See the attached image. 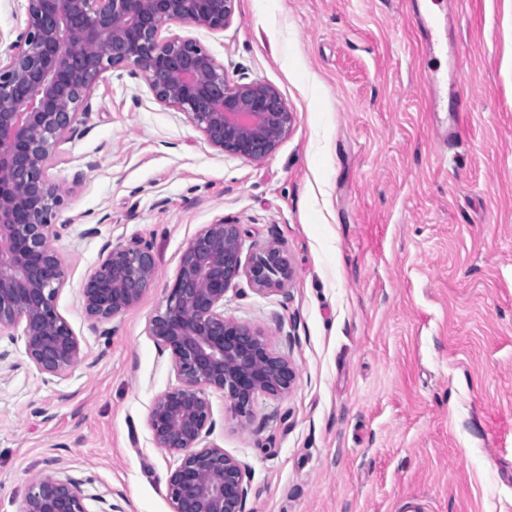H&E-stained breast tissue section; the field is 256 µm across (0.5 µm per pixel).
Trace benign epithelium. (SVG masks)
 Masks as SVG:
<instances>
[{"label": "benign epithelium", "mask_w": 512, "mask_h": 512, "mask_svg": "<svg viewBox=\"0 0 512 512\" xmlns=\"http://www.w3.org/2000/svg\"><path fill=\"white\" fill-rule=\"evenodd\" d=\"M236 0H27L25 25L0 58V334L22 342L47 382L65 377L86 353L56 300L68 269L52 241L66 191L48 171L60 146L109 70L143 76L156 100L187 117L214 148L250 160L275 151L293 113L262 82L232 83L194 39L162 36L172 25L222 31ZM241 225L220 220L186 245L165 303L148 334L168 353L177 385L153 402L147 424L156 447L178 458L167 479L172 512H245L246 471L209 441L215 430L208 391L233 415H250L256 396H281L297 372L264 335L224 317V297L242 278L259 292L280 290L293 274L277 243L242 262ZM155 281L152 245L105 247L81 293L92 330L108 335ZM84 480L54 459L30 476L21 512H91Z\"/></svg>", "instance_id": "1"}]
</instances>
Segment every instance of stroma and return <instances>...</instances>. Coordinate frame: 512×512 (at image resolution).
Listing matches in <instances>:
<instances>
[{"mask_svg": "<svg viewBox=\"0 0 512 512\" xmlns=\"http://www.w3.org/2000/svg\"><path fill=\"white\" fill-rule=\"evenodd\" d=\"M420 13L458 53L463 119L444 87L429 109L424 72L448 58L423 51ZM172 31L230 81L276 88L293 126L262 160L229 155L144 77L102 74L49 170L67 190L57 308L87 358L47 384L0 341L17 365L0 373V512L48 459L86 479L91 512H171L176 459L147 416L177 380L147 327L188 241L222 219L243 256L276 240L293 265L283 291L242 279L224 298L298 372L243 424L208 394L245 512H512V0H237L224 30ZM133 238L152 242L155 282L92 335L83 284Z\"/></svg>", "mask_w": 512, "mask_h": 512, "instance_id": "obj_1", "label": "stroma"}]
</instances>
